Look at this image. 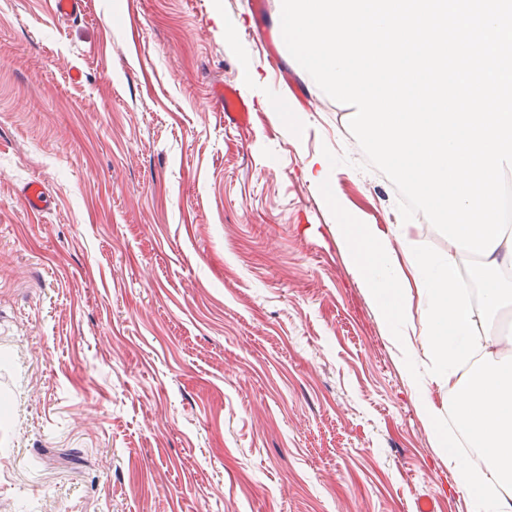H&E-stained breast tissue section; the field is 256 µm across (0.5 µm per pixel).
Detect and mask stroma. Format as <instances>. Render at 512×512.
Returning a JSON list of instances; mask_svg holds the SVG:
<instances>
[{"label":"stroma","mask_w":512,"mask_h":512,"mask_svg":"<svg viewBox=\"0 0 512 512\" xmlns=\"http://www.w3.org/2000/svg\"><path fill=\"white\" fill-rule=\"evenodd\" d=\"M280 5L0 0V512H476L302 168L348 154L332 190L383 231L397 193L250 35ZM217 95L225 123L229 125L244 121L256 110V104L232 86L219 90ZM23 194L30 211L41 213L48 208V196L41 183L36 181L28 183Z\"/></svg>","instance_id":"1"}]
</instances>
